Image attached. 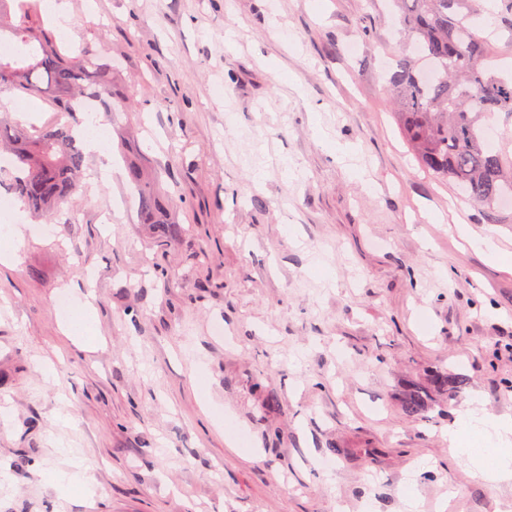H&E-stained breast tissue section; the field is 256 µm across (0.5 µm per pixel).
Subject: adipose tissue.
<instances>
[{"label":"adipose tissue","instance_id":"adipose-tissue-1","mask_svg":"<svg viewBox=\"0 0 512 512\" xmlns=\"http://www.w3.org/2000/svg\"><path fill=\"white\" fill-rule=\"evenodd\" d=\"M477 436L483 443L480 452L469 450L466 434ZM452 447L466 454L475 477L491 482L512 481V421L489 415L483 408L471 405L459 411L455 427L449 429Z\"/></svg>","mask_w":512,"mask_h":512}]
</instances>
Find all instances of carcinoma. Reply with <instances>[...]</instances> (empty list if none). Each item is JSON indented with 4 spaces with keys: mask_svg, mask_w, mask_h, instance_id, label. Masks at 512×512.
<instances>
[{
    "mask_svg": "<svg viewBox=\"0 0 512 512\" xmlns=\"http://www.w3.org/2000/svg\"><path fill=\"white\" fill-rule=\"evenodd\" d=\"M16 2L17 24L0 21V94L23 89L54 96L70 116L28 138L17 125L0 123V148L10 149L11 189L28 210L48 222L68 203L85 153L74 129L87 100L112 105V65L85 45L63 53L56 39L25 24L30 0H0V12ZM398 23L419 56L397 63L392 104L410 152L433 176L452 182L461 196L494 212L512 196V156L487 145L484 122L495 112L512 115V79L491 74L489 41L477 36L464 0H394ZM129 186L139 198L140 222L164 224L177 235L175 200L157 171L126 160Z\"/></svg>",
    "mask_w": 512,
    "mask_h": 512,
    "instance_id": "obj_1",
    "label": "carcinoma"
}]
</instances>
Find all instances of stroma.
I'll list each match as a JSON object with an SVG mask.
<instances>
[{"instance_id":"obj_1","label":"stroma","mask_w":512,"mask_h":512,"mask_svg":"<svg viewBox=\"0 0 512 512\" xmlns=\"http://www.w3.org/2000/svg\"><path fill=\"white\" fill-rule=\"evenodd\" d=\"M68 2L133 102L96 123L164 169L182 234L119 207L112 148L52 222L26 217L0 265V512H512L448 444L470 403L512 420V207L488 217L409 152L388 0ZM0 102L33 134L68 118ZM454 224L460 237L472 244L487 259L491 261H499L504 254L494 236L476 234L474 230L460 217L454 218Z\"/></svg>"}]
</instances>
